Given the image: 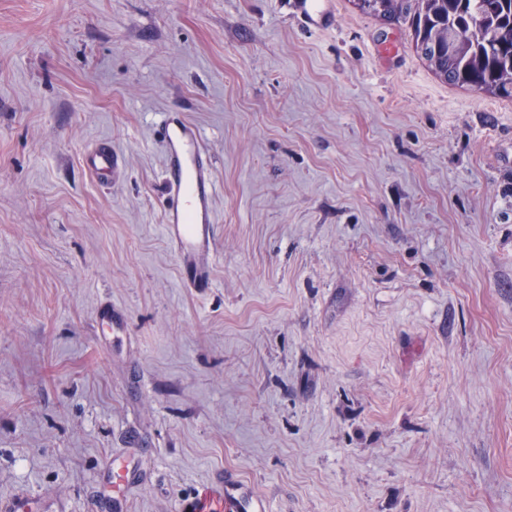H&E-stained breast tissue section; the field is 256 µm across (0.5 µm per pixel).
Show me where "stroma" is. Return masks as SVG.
Wrapping results in <instances>:
<instances>
[{
    "instance_id": "35a3bbf8",
    "label": "stroma",
    "mask_w": 512,
    "mask_h": 512,
    "mask_svg": "<svg viewBox=\"0 0 512 512\" xmlns=\"http://www.w3.org/2000/svg\"><path fill=\"white\" fill-rule=\"evenodd\" d=\"M332 10L0 0V512H189L228 470L269 512H512V98ZM163 112L212 154L202 292ZM295 14H300L305 19L307 25L323 26L329 21L326 1L324 0H284ZM116 162V155L112 148L104 144L96 151L85 156L83 165L87 171L99 179L107 178L112 174V167Z\"/></svg>"
}]
</instances>
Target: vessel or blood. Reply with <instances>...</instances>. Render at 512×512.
<instances>
[{
    "label": "vessel or blood",
    "mask_w": 512,
    "mask_h": 512,
    "mask_svg": "<svg viewBox=\"0 0 512 512\" xmlns=\"http://www.w3.org/2000/svg\"><path fill=\"white\" fill-rule=\"evenodd\" d=\"M294 13L306 24L323 26L328 22L325 0H289ZM161 143L165 154L164 179L167 202L163 217L166 241L179 259L183 284L189 288H207L212 283L211 271L196 261L199 253L215 245L212 155L200 129L186 121L164 116ZM116 157L109 145H102L85 156L83 165L97 178L111 175ZM238 483L224 482V504L227 512H266L261 501H243L237 495Z\"/></svg>",
    "instance_id": "b4317fda"
}]
</instances>
